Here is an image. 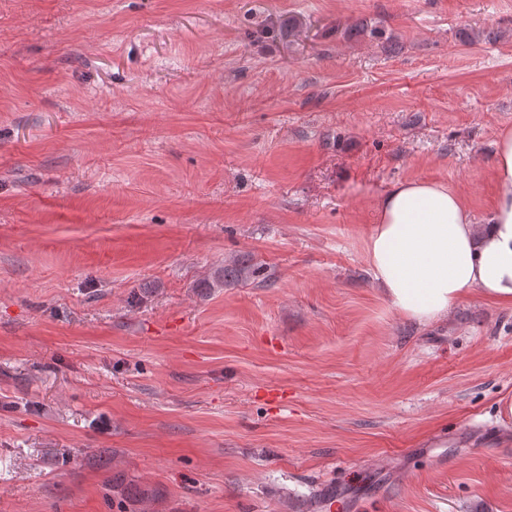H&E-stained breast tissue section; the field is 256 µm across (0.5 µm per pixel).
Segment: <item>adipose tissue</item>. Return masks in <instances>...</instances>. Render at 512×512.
<instances>
[{
  "instance_id": "1",
  "label": "adipose tissue",
  "mask_w": 512,
  "mask_h": 512,
  "mask_svg": "<svg viewBox=\"0 0 512 512\" xmlns=\"http://www.w3.org/2000/svg\"><path fill=\"white\" fill-rule=\"evenodd\" d=\"M497 202L475 223L462 196L427 180L395 184L379 200L366 258L390 304L420 323L470 294L512 304V130L496 142Z\"/></svg>"
}]
</instances>
